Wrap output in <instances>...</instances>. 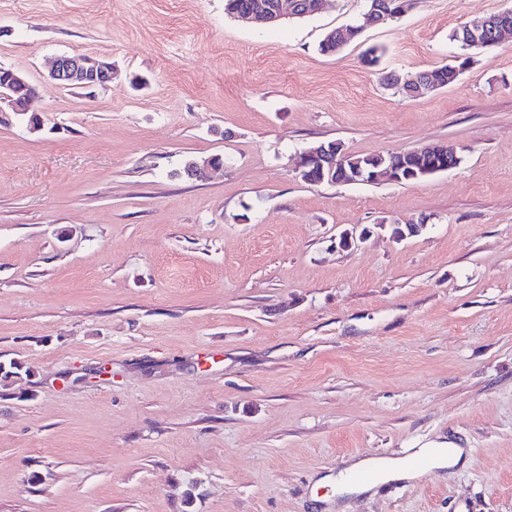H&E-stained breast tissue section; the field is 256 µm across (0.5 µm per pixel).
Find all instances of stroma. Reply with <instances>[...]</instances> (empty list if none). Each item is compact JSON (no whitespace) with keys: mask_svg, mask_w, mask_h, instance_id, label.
Wrapping results in <instances>:
<instances>
[{"mask_svg":"<svg viewBox=\"0 0 512 512\" xmlns=\"http://www.w3.org/2000/svg\"><path fill=\"white\" fill-rule=\"evenodd\" d=\"M412 3L269 26L224 0H0V66L39 119L0 116V362L21 367L0 378V512H512V36L447 87L383 81L452 62L451 33L512 0ZM66 53L111 83L51 88ZM333 140L461 162L297 178ZM440 436L465 466L352 499L317 484ZM335 33V35H334ZM361 33V27L346 26L341 29H334L327 32L319 43V49L323 53H336L340 51L347 43L356 39ZM334 36V37H333ZM336 42H344V46L337 48ZM348 153L349 152L340 141L306 149L299 155L295 171L299 177L305 176L304 180H312V172L308 171L307 168L313 166L312 170L317 171L321 179L317 182H308L316 184L323 183L325 180L330 184L354 183L361 181L365 175H369L373 179H378L384 183L400 184L422 178L432 173L448 171L457 167V164L460 162L455 152L448 150V146L440 143L427 144L408 152L388 153L395 157L409 153L421 155L424 159L426 158L430 164L419 170L406 168L401 164L395 166L391 165L389 168L382 171L375 170L380 167V164H377L375 167L371 166L366 171H364L361 166L346 168L344 162ZM339 177L341 179L336 182Z\"/></svg>","mask_w":512,"mask_h":512,"instance_id":"stroma-1","label":"stroma"}]
</instances>
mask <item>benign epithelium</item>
<instances>
[{"instance_id": "obj_1", "label": "benign epithelium", "mask_w": 512, "mask_h": 512, "mask_svg": "<svg viewBox=\"0 0 512 512\" xmlns=\"http://www.w3.org/2000/svg\"><path fill=\"white\" fill-rule=\"evenodd\" d=\"M295 3L291 0H273L267 8L255 7L247 16L267 24L293 16ZM112 81V62L105 59L93 60L80 54H65L55 58L50 72V85L56 89L105 87ZM35 88L20 72L0 67V112L25 115L29 112V102ZM415 153L426 158L428 165L419 169L403 165L390 166L377 171L362 167L344 166L348 151L340 141L323 144L304 150L298 157L295 171L298 176L312 179L313 168L321 180L331 184L336 182L354 183L369 175L384 183H403L416 180L432 173L445 172L457 167L459 157L444 144H427L415 149Z\"/></svg>"}]
</instances>
